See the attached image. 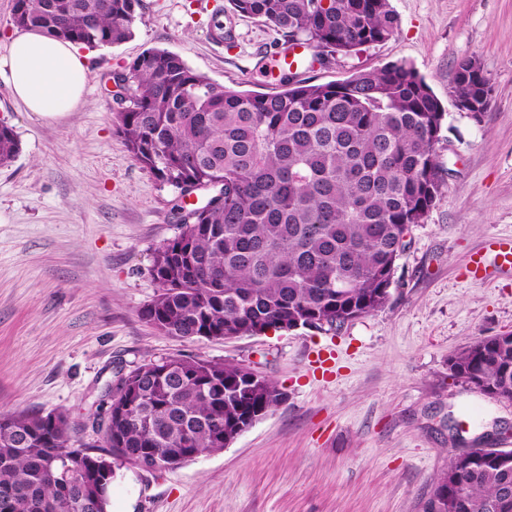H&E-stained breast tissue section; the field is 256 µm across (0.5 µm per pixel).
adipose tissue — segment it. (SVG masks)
I'll return each instance as SVG.
<instances>
[{
	"mask_svg": "<svg viewBox=\"0 0 512 512\" xmlns=\"http://www.w3.org/2000/svg\"><path fill=\"white\" fill-rule=\"evenodd\" d=\"M0 70L25 109L43 118L76 111L88 75L86 59L76 45L34 31L10 36Z\"/></svg>",
	"mask_w": 512,
	"mask_h": 512,
	"instance_id": "ef3b65f1",
	"label": "adipose tissue"
}]
</instances>
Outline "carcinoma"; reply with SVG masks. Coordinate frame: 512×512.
<instances>
[{
    "mask_svg": "<svg viewBox=\"0 0 512 512\" xmlns=\"http://www.w3.org/2000/svg\"><path fill=\"white\" fill-rule=\"evenodd\" d=\"M28 0L12 21L88 48L133 34L141 0ZM236 13L277 29L283 51L302 41L322 54L357 53L397 27L390 0H230ZM280 90L239 91L149 48L125 67L127 102L118 130L132 158L176 189L179 232L154 252L156 296L139 312L157 330L185 339L335 329L383 308L386 285L412 225L441 195L435 144L446 110L403 62L314 84L289 67ZM19 150L0 123V165ZM197 196L200 202L186 199ZM473 374L512 400V332L475 340L449 359V377ZM286 394L243 365L167 357L137 366L107 389L98 445L71 443L63 412L0 414V489L23 497L17 512H109L111 486L81 480L93 464L115 468L151 450L173 469L224 449L252 409L270 411ZM454 454L425 512H512L507 460ZM465 500L469 510L456 507Z\"/></svg>",
    "mask_w": 512,
    "mask_h": 512,
    "instance_id": "1",
    "label": "carcinoma"
}]
</instances>
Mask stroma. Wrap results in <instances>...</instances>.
I'll list each match as a JSON object with an SVG mask.
<instances>
[{"label": "stroma", "mask_w": 512, "mask_h": 512, "mask_svg": "<svg viewBox=\"0 0 512 512\" xmlns=\"http://www.w3.org/2000/svg\"><path fill=\"white\" fill-rule=\"evenodd\" d=\"M390 5L387 41L304 77L411 66L447 112L444 185L406 238L386 306L329 331L188 340L139 316L157 293L153 253L178 232V193L127 151L107 75L159 48L224 86L270 93L275 73L259 61L281 52L276 29L228 0H142L131 39L86 51L84 102L58 119L27 112L0 73V121L19 140L0 166V413L66 412L73 443L91 444L108 385L172 356L243 364L286 394L222 451L165 471L122 466L111 512H424L454 449L512 433V401L448 375L466 343L512 332V273L463 276L489 237L512 236V0ZM470 57L492 87L477 120L451 96Z\"/></svg>", "instance_id": "obj_1"}]
</instances>
